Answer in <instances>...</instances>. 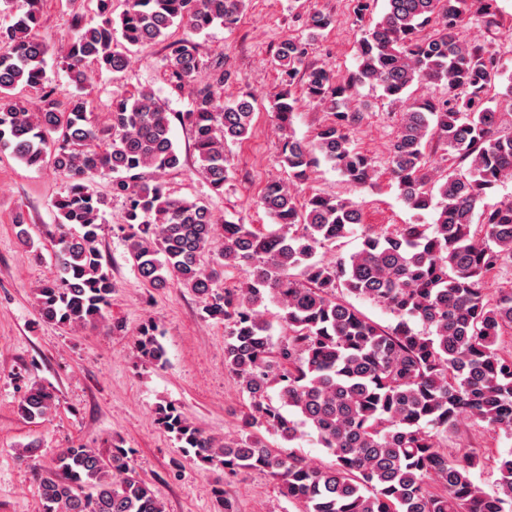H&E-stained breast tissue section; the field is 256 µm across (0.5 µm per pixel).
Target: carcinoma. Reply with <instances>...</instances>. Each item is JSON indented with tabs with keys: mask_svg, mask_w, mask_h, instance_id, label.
<instances>
[{
	"mask_svg": "<svg viewBox=\"0 0 512 512\" xmlns=\"http://www.w3.org/2000/svg\"><path fill=\"white\" fill-rule=\"evenodd\" d=\"M96 2L100 23L73 15L58 51L35 35L41 0H28L22 15L0 27V148L31 167L49 162L66 181L55 201L61 221L46 230L58 275L35 289L42 321L82 327L105 319L116 283L99 248L108 196L95 178L108 176L111 196L126 204L118 231L139 278L154 289L173 281L207 317L224 320V362L248 401L241 432L222 442L178 407L158 406L157 424L184 453L227 475L265 472L304 512H506L512 452L499 459L500 491L490 495L471 479L479 453L458 457L437 440L462 417L512 435V355L497 348L512 333V288L493 298L482 288L492 270L512 266V200L485 203L512 180V134L498 131L499 101L512 102V76L502 82L498 54L461 32L472 13L496 36V0H386L381 18L357 42L356 70L343 80L308 62L311 42L333 24L331 15H309L306 39L280 43L270 61L281 78L273 111L291 179L306 180L323 160L355 187L372 182L374 161L349 137L363 118L352 108V89L370 85L403 106L388 148L402 201L435 212L431 224L367 232L356 252L331 260L316 258L317 250L362 223L353 203L325 194L300 202L288 184L272 181L256 204L276 229L222 224L206 202L168 192L164 177L181 158L171 112L153 90L118 95L98 130L84 96L60 100L49 86L47 57L54 53L81 88L89 68L121 73L134 51L166 43V80L190 96L179 119L191 128L211 191L221 195L230 174L226 148L247 138L254 106L247 93L224 101L232 74L204 59L196 36L216 23L234 27L245 0H125L116 20L112 0ZM296 84L300 98L291 91ZM498 85L503 91L490 95ZM303 98L331 116L310 141L290 132ZM435 145L467 169L429 177ZM243 264L250 278L220 287L224 269ZM344 293L384 306L395 325L374 323ZM267 299L278 304L287 331L277 344L261 311ZM134 348L145 364L166 362L152 323L141 325ZM55 409L49 387L26 381L18 404L24 419ZM254 426L287 442L308 426L335 461L321 467L273 448L250 431ZM130 454L118 443L106 453L62 449L39 477L44 512H165L136 476Z\"/></svg>",
	"mask_w": 512,
	"mask_h": 512,
	"instance_id": "cac0c4a2",
	"label": "carcinoma"
}]
</instances>
